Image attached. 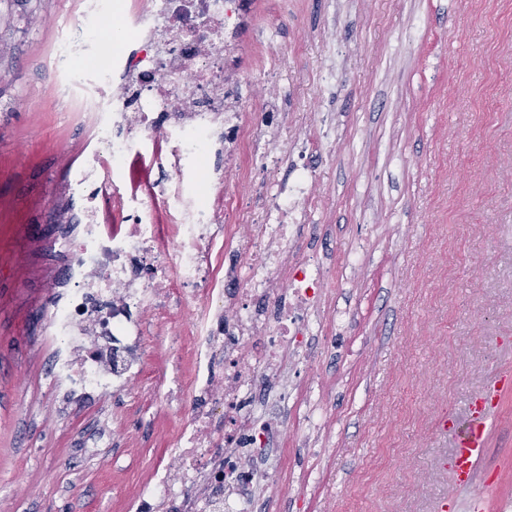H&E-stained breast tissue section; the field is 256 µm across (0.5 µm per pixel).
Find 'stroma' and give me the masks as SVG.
Listing matches in <instances>:
<instances>
[{"instance_id": "obj_1", "label": "stroma", "mask_w": 512, "mask_h": 512, "mask_svg": "<svg viewBox=\"0 0 512 512\" xmlns=\"http://www.w3.org/2000/svg\"><path fill=\"white\" fill-rule=\"evenodd\" d=\"M241 30L244 124L279 94L289 136L320 131L318 201L303 232L334 277L321 305L331 346L298 369L299 399L323 404L310 446L282 427L274 512H437L453 497V436L470 400L512 371V0H253ZM71 0H0V512H131L178 419L111 400L112 446L78 461L86 417L60 415L42 341V269L54 177L89 137L48 55ZM286 145L241 188L254 210L286 183ZM363 247L361 263L343 269ZM145 336L156 373L181 362L172 327ZM481 512H512V388L488 433Z\"/></svg>"}]
</instances>
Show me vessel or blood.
I'll return each instance as SVG.
<instances>
[{
    "instance_id": "obj_1",
    "label": "vessel or blood",
    "mask_w": 512,
    "mask_h": 512,
    "mask_svg": "<svg viewBox=\"0 0 512 512\" xmlns=\"http://www.w3.org/2000/svg\"><path fill=\"white\" fill-rule=\"evenodd\" d=\"M512 387V374L500 373L493 386L473 398L466 422L454 416L443 419L445 430L453 433L456 448L452 457V476L456 485L467 486L473 481V467L486 453V432L492 423L495 397L498 390Z\"/></svg>"
}]
</instances>
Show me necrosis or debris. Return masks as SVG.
I'll return each instance as SVG.
<instances>
[{
    "label": "necrosis or debris",
    "instance_id": "4bbe7bcc",
    "mask_svg": "<svg viewBox=\"0 0 512 512\" xmlns=\"http://www.w3.org/2000/svg\"><path fill=\"white\" fill-rule=\"evenodd\" d=\"M81 34L63 32L54 69L90 140L66 171L71 231L56 242L48 272V375L62 398L106 400L129 382L172 406L179 424L170 455L134 503L135 512H268L275 484L273 442L285 408L244 404L257 382L282 379L309 362L308 342L329 273L304 257L299 228L313 208L315 134L295 140L287 188L265 194L262 223L239 192L268 122L245 127L234 35L244 0H73ZM119 16L130 43L109 46L99 24ZM95 52L92 67L77 60ZM224 164L211 167V150ZM248 224L238 267L216 274L214 251L234 225ZM191 311L188 373H146L148 317L171 304Z\"/></svg>",
    "mask_w": 512,
    "mask_h": 512
}]
</instances>
